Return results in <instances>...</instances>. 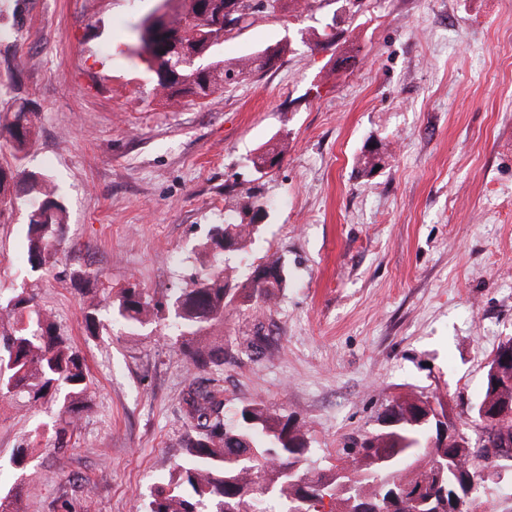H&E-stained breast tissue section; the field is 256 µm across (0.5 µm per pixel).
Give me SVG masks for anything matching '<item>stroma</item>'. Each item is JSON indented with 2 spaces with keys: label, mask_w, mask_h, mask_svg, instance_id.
<instances>
[{
  "label": "stroma",
  "mask_w": 512,
  "mask_h": 512,
  "mask_svg": "<svg viewBox=\"0 0 512 512\" xmlns=\"http://www.w3.org/2000/svg\"><path fill=\"white\" fill-rule=\"evenodd\" d=\"M158 0H0V76L40 108L22 166L58 184L69 242L41 269L25 205L0 217V300L33 294L89 371L66 450L58 404L0 398V491L23 512H139L186 457L181 398L197 372L172 346L171 307L149 327L111 317L135 283L183 287L226 203L261 182L270 202L247 274L280 257L288 285L210 334L228 409L263 399L303 424L313 461L376 431L384 405L434 394L458 417L512 336V0H307L227 32L225 59L285 44L206 104L155 90L135 26ZM335 23V42L321 41ZM350 55L351 67L337 66ZM286 143L279 167L251 160ZM375 159L370 171L365 158ZM98 301V335L84 316ZM29 450L16 467L17 448Z\"/></svg>",
  "instance_id": "obj_1"
}]
</instances>
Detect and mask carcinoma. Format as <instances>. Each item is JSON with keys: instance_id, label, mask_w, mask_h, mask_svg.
I'll return each instance as SVG.
<instances>
[{"instance_id": "cac0c4a2", "label": "carcinoma", "mask_w": 512, "mask_h": 512, "mask_svg": "<svg viewBox=\"0 0 512 512\" xmlns=\"http://www.w3.org/2000/svg\"><path fill=\"white\" fill-rule=\"evenodd\" d=\"M201 0H164L163 19L149 14L135 28L139 49L146 52L164 98L188 96L206 100L224 83L237 81L267 67L282 48L267 47L244 59L227 62L218 53V30L199 19ZM195 45L202 54L194 65L172 58L168 38ZM39 106L16 100L0 113V143L12 161H0V217L23 196L31 197L27 213V258L33 268L49 263L52 253L66 244V210L57 185L45 174L26 172L21 161L37 134ZM260 226L228 218L213 226L201 246L199 269L171 304L178 323L173 345L197 369L219 367L224 345H204V331L224 322L228 310H247L270 301L286 288L284 266L274 255L258 267L278 272L272 280L249 272L243 277L223 263L224 242L245 251ZM160 304L147 291L123 290L112 309L114 320L145 327L158 318ZM13 326L0 336V398L23 396L32 404L65 394L54 424L57 448H64L76 431L89 372L59 331L54 317L36 307L33 297L19 294L0 302V323ZM497 360L487 365L484 392L469 408L475 439L486 448H512V414L492 417L483 407L512 402V387L497 384ZM185 415L196 437L186 447L187 461L158 486L144 512H249V503L274 496L279 512H321L324 497L333 512H411L407 503L421 502L420 512H486L480 486L482 473L494 467L491 458L446 436L448 426L464 429L448 415V403L424 392L399 395L378 416L381 428L336 453L328 467L303 466L311 449L302 425L288 415L270 411L264 401L252 400L226 412L224 388L217 380L190 383L183 397ZM21 491L0 494V512H21Z\"/></svg>"}]
</instances>
